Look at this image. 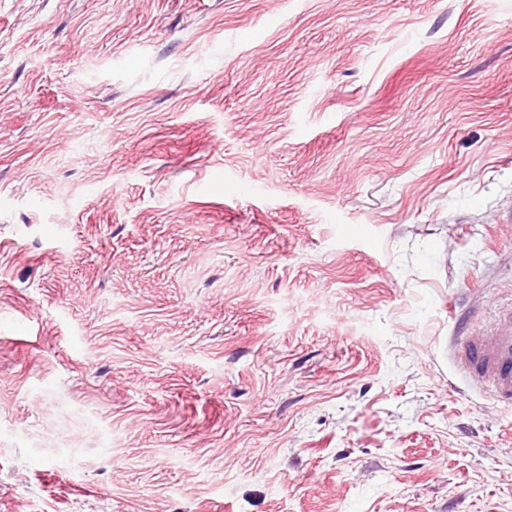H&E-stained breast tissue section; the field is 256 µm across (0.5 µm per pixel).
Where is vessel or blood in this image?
<instances>
[{"instance_id": "1", "label": "vessel or blood", "mask_w": 512, "mask_h": 512, "mask_svg": "<svg viewBox=\"0 0 512 512\" xmlns=\"http://www.w3.org/2000/svg\"><path fill=\"white\" fill-rule=\"evenodd\" d=\"M457 357L470 380L490 384L495 397L512 406V311L488 332L466 337Z\"/></svg>"}]
</instances>
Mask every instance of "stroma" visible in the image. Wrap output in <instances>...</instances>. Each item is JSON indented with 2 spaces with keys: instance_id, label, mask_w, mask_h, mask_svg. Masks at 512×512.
I'll return each instance as SVG.
<instances>
[{
  "instance_id": "obj_1",
  "label": "stroma",
  "mask_w": 512,
  "mask_h": 512,
  "mask_svg": "<svg viewBox=\"0 0 512 512\" xmlns=\"http://www.w3.org/2000/svg\"><path fill=\"white\" fill-rule=\"evenodd\" d=\"M512 0H0V512H512ZM457 357L470 380L490 384L494 396L512 406V311L488 332L467 336Z\"/></svg>"
}]
</instances>
